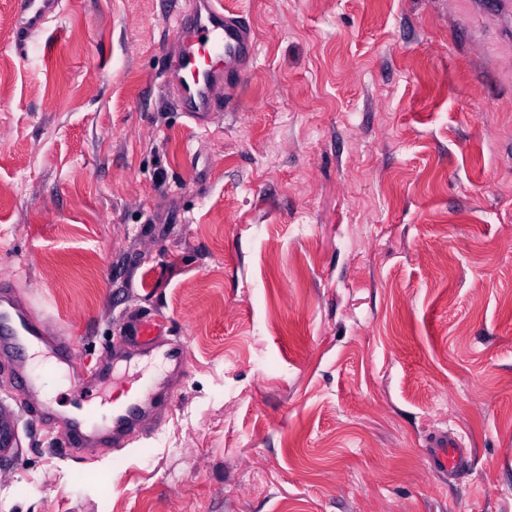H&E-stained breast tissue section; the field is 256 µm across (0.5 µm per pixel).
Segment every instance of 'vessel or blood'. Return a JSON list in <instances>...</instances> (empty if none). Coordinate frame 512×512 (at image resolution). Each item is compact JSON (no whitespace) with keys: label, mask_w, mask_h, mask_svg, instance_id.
<instances>
[{"label":"vessel or blood","mask_w":512,"mask_h":512,"mask_svg":"<svg viewBox=\"0 0 512 512\" xmlns=\"http://www.w3.org/2000/svg\"><path fill=\"white\" fill-rule=\"evenodd\" d=\"M60 0H15L19 25L11 41L21 52H28L56 13ZM177 49L170 53L165 85L177 106L196 124H203L223 111L221 89L235 85L255 57L256 34L243 16L225 10L223 0H192L176 20ZM45 319L29 305L19 303L8 281L0 282V357L12 360L15 374L26 392L38 401L39 414L48 411L45 400L46 378L38 367L18 361L19 353L52 348L57 362L68 359L69 345L64 339L48 341ZM159 361L160 373L145 378L139 395L124 404L108 401L86 403L78 412L61 414L66 446L73 457H81L100 436L113 445H124L139 422L160 412L167 403L170 379L184 370L187 347L165 337L156 321L144 320L131 325L126 345L113 349L110 366L93 381L95 389L111 384L115 372L134 360ZM431 467L455 474L469 465L470 452L455 436L435 439L428 450Z\"/></svg>","instance_id":"vessel-or-blood-1"}]
</instances>
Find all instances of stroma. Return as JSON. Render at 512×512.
I'll use <instances>...</instances> for the list:
<instances>
[{"label":"stroma","mask_w":512,"mask_h":512,"mask_svg":"<svg viewBox=\"0 0 512 512\" xmlns=\"http://www.w3.org/2000/svg\"><path fill=\"white\" fill-rule=\"evenodd\" d=\"M257 36L230 110L164 85L188 0H0V275L72 336L129 321L189 364L126 447L67 453L0 360V512H512V12L224 0ZM461 437L471 468L430 471ZM60 0H16L15 13L19 25L12 32L11 42L25 55L36 45L46 24L59 8Z\"/></svg>","instance_id":"stroma-1"}]
</instances>
